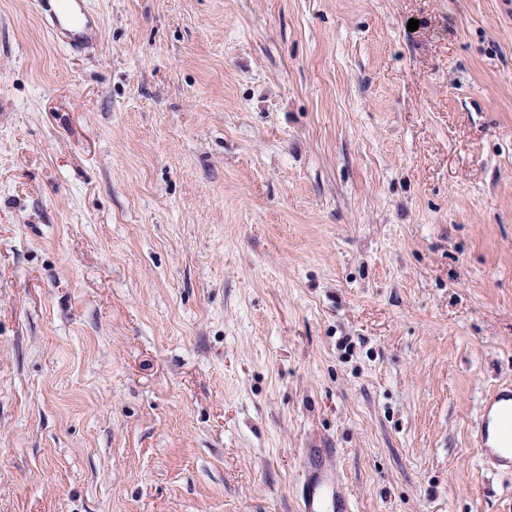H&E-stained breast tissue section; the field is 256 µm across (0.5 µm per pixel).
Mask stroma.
<instances>
[{
	"instance_id": "obj_1",
	"label": "stroma",
	"mask_w": 512,
	"mask_h": 512,
	"mask_svg": "<svg viewBox=\"0 0 512 512\" xmlns=\"http://www.w3.org/2000/svg\"><path fill=\"white\" fill-rule=\"evenodd\" d=\"M91 2L0 0V512H512V0ZM38 12L47 21V32L52 41L63 48L83 45L96 36L92 27V12L88 0H34ZM475 446L482 459H495L512 467V388H502L482 398L479 422L474 431ZM506 450L507 456L503 455ZM310 469L302 486L304 512H351L349 499L339 489L336 468L317 450L307 454Z\"/></svg>"
}]
</instances>
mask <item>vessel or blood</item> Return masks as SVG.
<instances>
[{
	"instance_id": "vessel-or-blood-1",
	"label": "vessel or blood",
	"mask_w": 512,
	"mask_h": 512,
	"mask_svg": "<svg viewBox=\"0 0 512 512\" xmlns=\"http://www.w3.org/2000/svg\"><path fill=\"white\" fill-rule=\"evenodd\" d=\"M47 21L52 41L71 49L95 35L88 0H34ZM474 442L482 457L512 467V388L486 394L481 402ZM310 469L302 486L304 512H352L349 499L339 489L336 468L319 451L307 455Z\"/></svg>"
}]
</instances>
